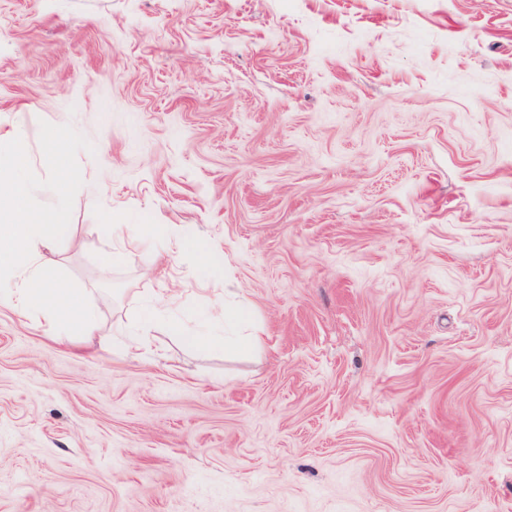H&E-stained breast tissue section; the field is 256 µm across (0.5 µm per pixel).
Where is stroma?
<instances>
[{
  "mask_svg": "<svg viewBox=\"0 0 512 512\" xmlns=\"http://www.w3.org/2000/svg\"><path fill=\"white\" fill-rule=\"evenodd\" d=\"M44 121L106 350L0 306V512H512V0H0Z\"/></svg>",
  "mask_w": 512,
  "mask_h": 512,
  "instance_id": "stroma-1",
  "label": "stroma"
}]
</instances>
